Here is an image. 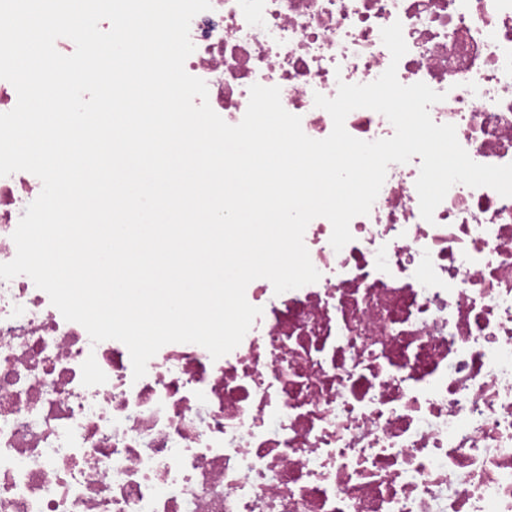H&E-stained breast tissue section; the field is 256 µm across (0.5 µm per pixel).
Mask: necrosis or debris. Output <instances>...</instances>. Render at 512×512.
I'll return each instance as SVG.
<instances>
[{
	"label": "necrosis or debris",
	"instance_id": "1",
	"mask_svg": "<svg viewBox=\"0 0 512 512\" xmlns=\"http://www.w3.org/2000/svg\"><path fill=\"white\" fill-rule=\"evenodd\" d=\"M444 99L478 163H512V0H211L188 74L238 124L253 84L276 86L313 139L315 94L392 64ZM421 158L390 164L342 250L304 233L320 279L275 294L212 359L163 346L134 379L127 347L92 343L25 275L0 280V512H512V198L454 185L420 215ZM42 190L0 177V263Z\"/></svg>",
	"mask_w": 512,
	"mask_h": 512
}]
</instances>
